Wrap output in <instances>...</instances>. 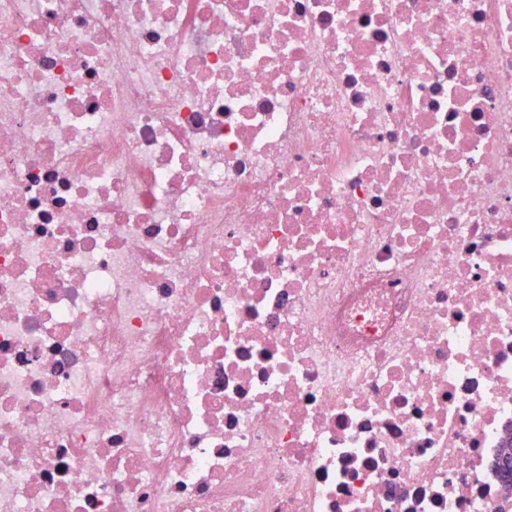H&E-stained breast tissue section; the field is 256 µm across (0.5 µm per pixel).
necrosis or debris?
Instances as JSON below:
<instances>
[{"instance_id": "1", "label": "necrosis or debris", "mask_w": 512, "mask_h": 512, "mask_svg": "<svg viewBox=\"0 0 512 512\" xmlns=\"http://www.w3.org/2000/svg\"><path fill=\"white\" fill-rule=\"evenodd\" d=\"M512 0H0V512H512Z\"/></svg>"}]
</instances>
